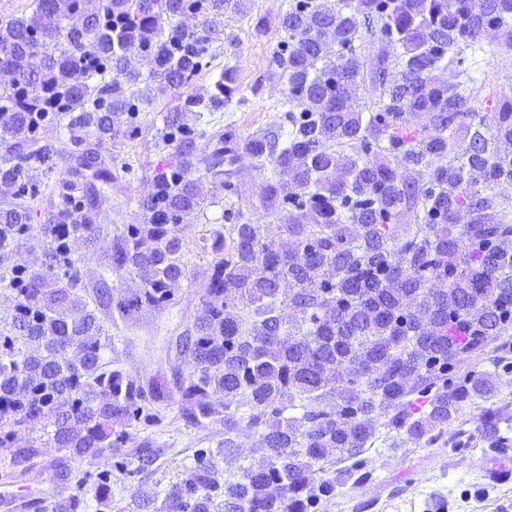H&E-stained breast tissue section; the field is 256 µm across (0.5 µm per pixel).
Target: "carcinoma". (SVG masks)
Segmentation results:
<instances>
[{
	"instance_id": "carcinoma-1",
	"label": "carcinoma",
	"mask_w": 512,
	"mask_h": 512,
	"mask_svg": "<svg viewBox=\"0 0 512 512\" xmlns=\"http://www.w3.org/2000/svg\"><path fill=\"white\" fill-rule=\"evenodd\" d=\"M251 5L30 0L0 18V290L15 311L0 329V444L25 428L64 452L51 479L66 493L39 512H320L341 476L371 479L380 428L432 445L512 372V91L497 83L512 0H288L264 75L286 86L280 121L248 138L211 133L204 113L263 88L218 62L217 43L237 45L224 17ZM203 78L206 99L193 92ZM153 82L178 92L157 129L175 161L139 201L143 223L112 230L108 272L125 287L90 295L70 240L94 237L130 163L79 158L32 224L62 162L39 130L115 141L153 108ZM244 156L272 167L257 204L233 199ZM206 183L224 190L228 225H203L211 260L197 274L179 226L216 203ZM35 235L47 268L7 264ZM195 282L200 309L167 343L178 368L131 374L113 354L134 338L112 330ZM176 422L200 436L163 486L150 477ZM474 423L456 448L507 454L500 411ZM244 431L257 462L224 468ZM39 454L29 442L0 461V481ZM85 461L96 471L75 467ZM116 472L138 478L122 507Z\"/></svg>"
}]
</instances>
